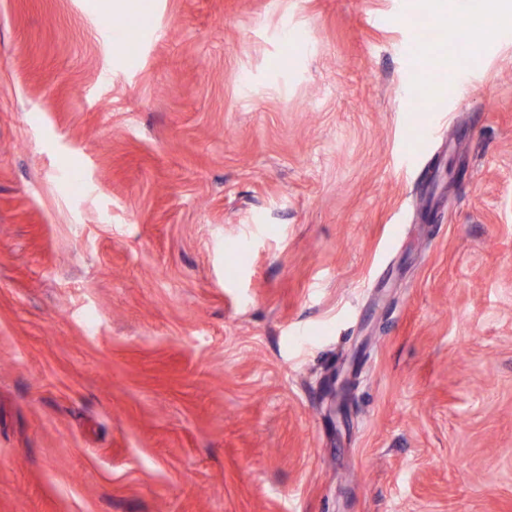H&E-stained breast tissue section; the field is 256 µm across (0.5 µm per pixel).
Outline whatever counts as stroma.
Here are the masks:
<instances>
[{
  "label": "stroma",
  "instance_id": "stroma-1",
  "mask_svg": "<svg viewBox=\"0 0 512 512\" xmlns=\"http://www.w3.org/2000/svg\"><path fill=\"white\" fill-rule=\"evenodd\" d=\"M144 3L0 0V512H512V32Z\"/></svg>",
  "mask_w": 512,
  "mask_h": 512
}]
</instances>
